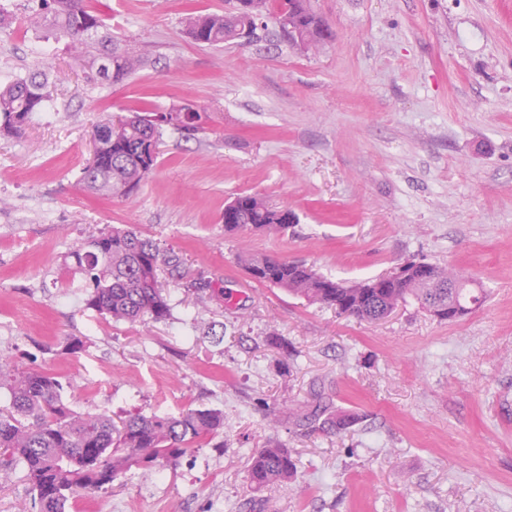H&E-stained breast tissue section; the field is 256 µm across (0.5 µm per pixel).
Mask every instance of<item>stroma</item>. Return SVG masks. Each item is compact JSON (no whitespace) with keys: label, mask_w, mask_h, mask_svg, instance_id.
Here are the masks:
<instances>
[{"label":"stroma","mask_w":512,"mask_h":512,"mask_svg":"<svg viewBox=\"0 0 512 512\" xmlns=\"http://www.w3.org/2000/svg\"><path fill=\"white\" fill-rule=\"evenodd\" d=\"M92 4L148 59L124 84L89 82L33 24V0H0L15 19L0 28V85L52 78L51 110L0 137V358L52 373L78 414L216 409L224 432L176 469L76 497L75 512H512V0H310L333 33L313 51L272 24L243 45L195 44L186 12L227 0ZM144 104L193 106L202 127L166 130L134 195L92 193L80 176L95 125ZM243 193L297 223L225 230ZM112 225L180 256L160 276L166 320L87 309L70 255ZM243 250L345 281L424 259L487 298L452 322L413 301L361 322L253 280ZM196 278L220 294L208 307L185 287ZM319 392L359 422L339 433L290 418ZM270 441L297 462L290 491L246 479ZM0 512H38L23 465L0 471Z\"/></svg>","instance_id":"35a3bbf8"}]
</instances>
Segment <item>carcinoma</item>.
I'll list each match as a JSON object with an SVG mask.
<instances>
[{"label": "carcinoma", "instance_id": "cac0c4a2", "mask_svg": "<svg viewBox=\"0 0 512 512\" xmlns=\"http://www.w3.org/2000/svg\"><path fill=\"white\" fill-rule=\"evenodd\" d=\"M244 14L231 22L226 13L190 14L185 27L199 45L235 44L253 36L259 19H272L292 45L302 41L313 48L327 42L326 27L313 13L308 0H246ZM48 28L66 46L81 50L78 59L87 79L119 85L142 64V54L132 44L118 46L89 0H37ZM111 61L107 78L100 77L104 52ZM48 82L37 76L19 78L0 86V134H21L35 112L48 101ZM176 122L144 124L156 114L155 106L117 122L99 123L93 132L98 165L83 169L82 180L96 192L128 197L157 167V145L163 130L190 134L202 121L199 110L183 107ZM224 226L280 231L298 222L291 210L272 206L258 193L241 194L227 206ZM77 268L85 277L86 306L115 321L135 323L167 318L170 305L160 274L177 269L180 258L163 250L151 238L122 226L107 227L73 251ZM252 279L287 290L311 303L336 309L339 314L373 322L398 305L414 299L430 315L448 319V311L461 318L484 302L483 293L470 287L469 279L430 262L429 271L414 270L402 277L393 272L360 282H338L317 274L302 263L239 255ZM456 288L438 285L448 277ZM8 388L10 410H0V469L17 463L36 492L39 512H68L75 494L95 493L112 485L134 468H165L194 445L212 439L224 429V414L210 409H189L176 416L134 415L119 421L105 414L78 416L61 397L62 385L48 372H19L0 365V388ZM308 423L322 419L336 431H345L359 420L348 411H333L323 394H316L313 408L304 414ZM297 474V463L288 447L273 441L250 456L247 480L260 490L270 485L288 487Z\"/></svg>", "mask_w": 512, "mask_h": 512}]
</instances>
